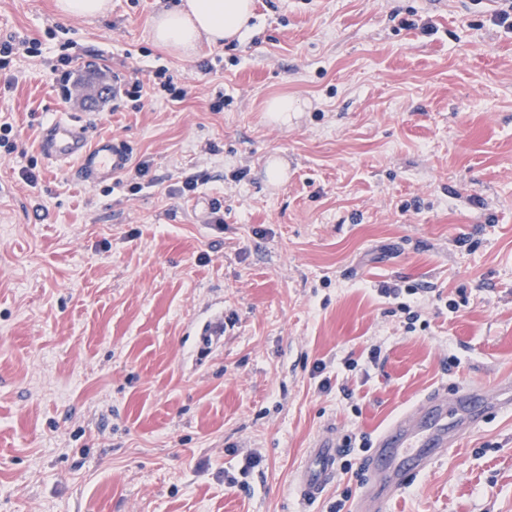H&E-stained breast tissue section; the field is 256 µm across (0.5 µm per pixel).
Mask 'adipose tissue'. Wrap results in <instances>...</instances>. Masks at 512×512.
<instances>
[{
	"mask_svg": "<svg viewBox=\"0 0 512 512\" xmlns=\"http://www.w3.org/2000/svg\"><path fill=\"white\" fill-rule=\"evenodd\" d=\"M253 0H175L152 19L153 41L171 53L190 56L200 40L219 45L249 29Z\"/></svg>",
	"mask_w": 512,
	"mask_h": 512,
	"instance_id": "ef3b65f1",
	"label": "adipose tissue"
}]
</instances>
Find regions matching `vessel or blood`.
Here are the masks:
<instances>
[{
	"label": "vessel or blood",
	"mask_w": 512,
	"mask_h": 512,
	"mask_svg": "<svg viewBox=\"0 0 512 512\" xmlns=\"http://www.w3.org/2000/svg\"><path fill=\"white\" fill-rule=\"evenodd\" d=\"M40 149L51 160L75 165L80 180L92 185L112 180L130 160L122 141L109 136L90 139L84 127L68 116L43 128ZM494 408L512 409V380L501 379L491 389L474 384L450 395L435 392L404 412L375 439L355 512H382L401 488L429 471ZM340 455L333 435L327 433L314 441L294 478L301 503H313L334 482Z\"/></svg>",
	"instance_id": "b4317fda"
}]
</instances>
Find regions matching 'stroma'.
<instances>
[{
    "label": "stroma",
    "mask_w": 512,
    "mask_h": 512,
    "mask_svg": "<svg viewBox=\"0 0 512 512\" xmlns=\"http://www.w3.org/2000/svg\"><path fill=\"white\" fill-rule=\"evenodd\" d=\"M500 6L254 0L242 38L183 59L150 37L160 0L94 19L0 0V38L40 42L0 65L17 133L0 148V512H354L361 440L440 388L512 378ZM65 55L88 81L165 67L189 93L87 108L61 90ZM279 96L300 105L285 126L265 118ZM66 113L147 163L140 189L82 183L41 152ZM328 431L351 468L300 506L295 472ZM385 512H512V411Z\"/></svg>",
    "instance_id": "1"
}]
</instances>
